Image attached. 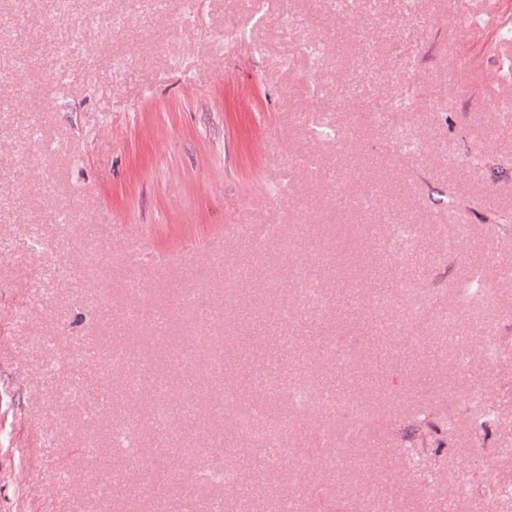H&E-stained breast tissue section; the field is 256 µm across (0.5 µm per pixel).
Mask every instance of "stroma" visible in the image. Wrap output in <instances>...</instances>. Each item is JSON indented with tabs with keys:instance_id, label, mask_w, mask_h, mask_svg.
<instances>
[{
	"instance_id": "1",
	"label": "stroma",
	"mask_w": 512,
	"mask_h": 512,
	"mask_svg": "<svg viewBox=\"0 0 512 512\" xmlns=\"http://www.w3.org/2000/svg\"><path fill=\"white\" fill-rule=\"evenodd\" d=\"M508 60L512 0H0V512H240L189 478L226 459L295 512H512L484 493L512 484V225L490 221L512 212ZM405 90L397 141L372 110ZM401 223L412 276L380 251ZM301 258L326 301L309 315ZM285 308L268 336L256 315ZM159 313L221 340L243 399L260 336L367 419L289 421L296 453L267 465L204 388L164 453L147 401L85 357ZM422 412L453 431L416 434ZM130 422L134 467L113 446Z\"/></svg>"
}]
</instances>
